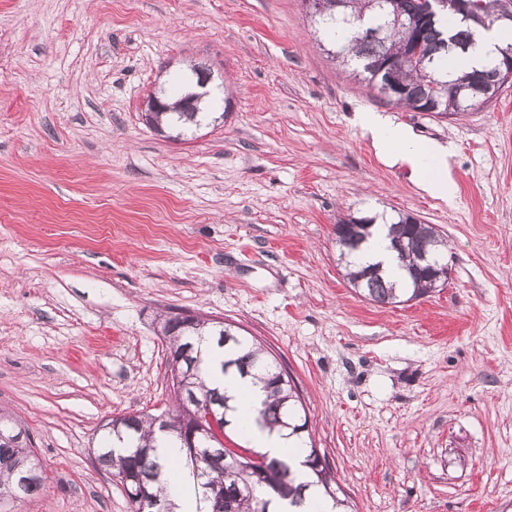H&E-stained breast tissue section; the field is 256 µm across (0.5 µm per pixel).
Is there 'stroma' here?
Segmentation results:
<instances>
[{"mask_svg": "<svg viewBox=\"0 0 512 512\" xmlns=\"http://www.w3.org/2000/svg\"><path fill=\"white\" fill-rule=\"evenodd\" d=\"M313 30L303 0H0V411L47 476L7 512H131L95 451L171 406L176 309L268 348L357 512H512V84L439 121ZM192 62L231 108L176 143L141 104ZM364 110L452 147L455 205L380 161ZM373 211L447 239V287L355 292L334 224Z\"/></svg>", "mask_w": 512, "mask_h": 512, "instance_id": "35a3bbf8", "label": "stroma"}]
</instances>
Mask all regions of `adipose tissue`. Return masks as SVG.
Segmentation results:
<instances>
[{"label":"adipose tissue","mask_w":512,"mask_h":512,"mask_svg":"<svg viewBox=\"0 0 512 512\" xmlns=\"http://www.w3.org/2000/svg\"><path fill=\"white\" fill-rule=\"evenodd\" d=\"M355 122L381 161L391 167H409L411 180L421 193L454 203L457 183L448 145L425 139L412 128L393 125L377 112L356 113Z\"/></svg>","instance_id":"adipose-tissue-1"}]
</instances>
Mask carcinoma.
Segmentation results:
<instances>
[{
	"mask_svg": "<svg viewBox=\"0 0 512 512\" xmlns=\"http://www.w3.org/2000/svg\"><path fill=\"white\" fill-rule=\"evenodd\" d=\"M392 10H383L377 0H336L324 3L315 28L322 39L320 46L329 55L351 68L354 78L376 88L383 80L379 62L395 59L407 45L415 41L423 62L405 61L395 71L396 80L406 95L392 98L404 108L416 111L428 104L439 112L460 116L485 101V92L497 91L502 76L496 59L484 68L454 78L448 70L449 55H462L474 44V33L480 26L460 17L452 35H447L443 16L430 25L421 22V0H393ZM184 75L173 80L171 94L164 100H175L181 112H165L158 121L178 133L193 125L199 127L211 118L184 101ZM374 218L367 219L373 225ZM365 224V225H367ZM363 224L340 220L335 224L336 244L345 262L349 282L364 298L379 304H400L420 298L434 289L433 282L419 273L420 257L426 253L433 260L448 259L447 244L428 224H411L406 214H399L388 228L390 249L404 241L408 248L396 252L398 266L384 271L375 264H361L359 256L372 231ZM163 321L170 354L182 359L180 370L190 373L183 378L187 395L224 407L229 422L226 434L239 430L236 403L211 386L208 371L197 340L212 338L221 355L216 360L223 374H235L261 387L264 398L254 409V423L263 430L285 432L297 440L296 453L303 455L299 463L279 460L255 451L269 473L260 484L252 473L233 462L230 448H215L212 453H196L175 433L166 437L182 450L178 463L191 477L199 507L196 512H213L207 498V487L213 483L236 485L241 490L233 512H281L283 504L300 512L307 497L320 492L333 503L336 512H352L346 498L338 496L341 488L332 465L319 459L309 433V419L296 384L279 369L261 344L240 334L230 325H218L207 319L176 320L168 315ZM114 426L104 425L105 439L97 449V462L119 478L129 472L147 486L151 495L165 503L166 464L155 454L158 447V424L149 415H122L112 418ZM0 496L9 502H21L37 495L45 476L30 457L29 434L15 426L11 419L0 416Z\"/></svg>",
	"mask_w": 512,
	"mask_h": 512,
	"instance_id": "1",
	"label": "carcinoma"
}]
</instances>
